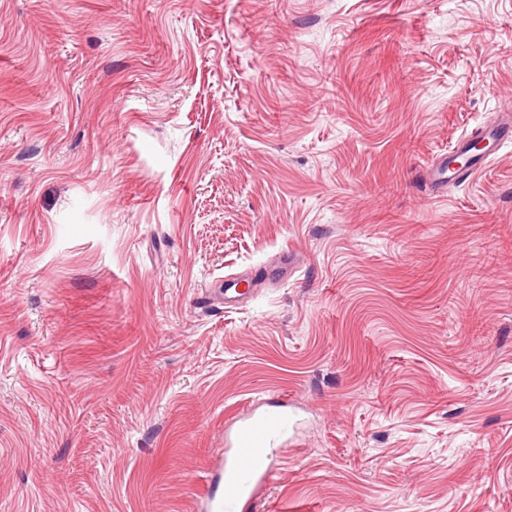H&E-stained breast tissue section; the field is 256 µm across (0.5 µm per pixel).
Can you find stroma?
<instances>
[{"instance_id": "stroma-1", "label": "stroma", "mask_w": 512, "mask_h": 512, "mask_svg": "<svg viewBox=\"0 0 512 512\" xmlns=\"http://www.w3.org/2000/svg\"><path fill=\"white\" fill-rule=\"evenodd\" d=\"M512 0H0V512H512ZM291 253L230 310L199 299ZM509 137L511 140H509ZM475 138L488 139L498 144L501 149L505 144L510 141L512 142V119H508L505 123L496 125H487L478 128L476 131L463 134L456 142L455 145L451 146L440 162L436 165L431 166L423 172L424 181L433 188H440L448 184V182L455 181L458 179H467L478 173L484 168L490 161L493 155H480L472 157L469 165H464L459 168H449L448 158L450 155L457 154L461 157H469L468 146ZM287 407L269 398L247 414L232 418L218 474L224 481V496L206 493L209 511L257 510L262 490L274 475L279 450L290 444L296 427Z\"/></svg>"}]
</instances>
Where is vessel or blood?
I'll return each instance as SVG.
<instances>
[{"instance_id": "vessel-or-blood-1", "label": "vessel or blood", "mask_w": 512, "mask_h": 512, "mask_svg": "<svg viewBox=\"0 0 512 512\" xmlns=\"http://www.w3.org/2000/svg\"><path fill=\"white\" fill-rule=\"evenodd\" d=\"M476 137L505 145L512 140V119L478 128L472 134H463L450 151L470 157V164L452 169L447 160H440L424 171V181L431 187L440 188L482 170L489 163V156L473 157L468 151L469 144ZM267 276V268L259 266L225 277L223 282L210 290L207 301L212 306L236 307ZM295 427L296 422L286 405L271 398L247 414L233 417L226 430L224 458L218 474L224 482V494L220 497L208 496L209 512H256L262 490L274 475L279 451L288 446Z\"/></svg>"}]
</instances>
